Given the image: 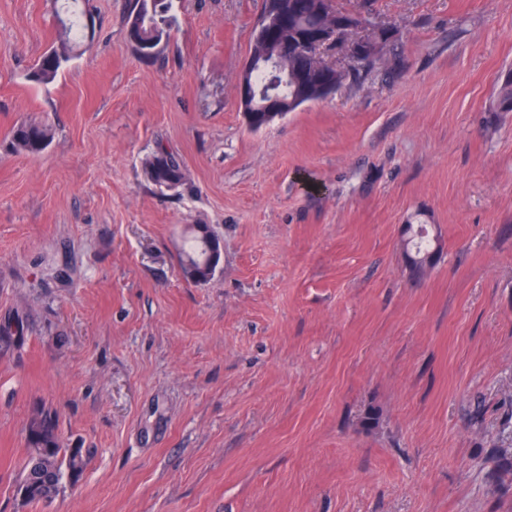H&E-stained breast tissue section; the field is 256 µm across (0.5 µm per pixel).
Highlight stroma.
I'll return each instance as SVG.
<instances>
[{
	"instance_id": "obj_1",
	"label": "stroma",
	"mask_w": 512,
	"mask_h": 512,
	"mask_svg": "<svg viewBox=\"0 0 512 512\" xmlns=\"http://www.w3.org/2000/svg\"><path fill=\"white\" fill-rule=\"evenodd\" d=\"M264 2L173 0L144 60L131 0H82L90 49L37 85L54 0H0V512H512V0H372L381 60L254 130ZM43 410L86 465L27 503ZM256 66V57L252 51L243 68L238 83V100L240 109L243 112L248 126L254 130H258L266 126L275 118L282 117L287 114V112H292L299 104V99H290L289 101L288 99H281L276 103L273 101L260 102V99L267 96L260 94L253 85L249 94H246L247 80H249V75ZM258 112H263L261 119L257 117ZM52 129L50 126L25 122L17 125L12 132V146L19 154L33 155L40 153L50 143ZM146 169L151 180L159 187H167L171 179L183 180V166L172 154L158 150L146 161ZM200 238L201 235L198 233L197 229L193 227L192 235L187 241L181 261L184 276L195 282H205L213 275H207L203 267V257L200 252ZM215 238L216 237L211 234L210 229H208L206 235L201 238L206 245L204 261L209 264L212 272L215 271L221 257V244L218 240H215ZM407 248L411 251L410 260L414 271H421L433 257L432 241L425 231L413 230Z\"/></svg>"
}]
</instances>
